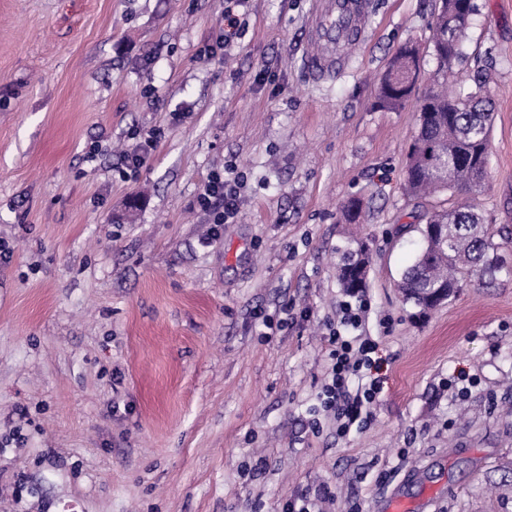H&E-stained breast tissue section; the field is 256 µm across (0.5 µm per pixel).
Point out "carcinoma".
Segmentation results:
<instances>
[{
	"label": "carcinoma",
	"instance_id": "1",
	"mask_svg": "<svg viewBox=\"0 0 512 512\" xmlns=\"http://www.w3.org/2000/svg\"><path fill=\"white\" fill-rule=\"evenodd\" d=\"M472 21L462 0H439L432 37L436 69L432 87L419 101V127L407 156L408 191L421 198L440 192L455 197L450 207L423 215L425 223L417 225L419 252L398 283L404 300L423 311L439 306V293L446 300L453 296L466 278L494 280L512 271L481 211L468 201V195L480 194L486 185L493 113L482 96L485 82L466 95L448 90V78L463 60ZM419 73L417 49L401 46L380 81L378 106L404 108ZM368 263L367 245L347 252L339 268L347 293L355 295L365 287Z\"/></svg>",
	"mask_w": 512,
	"mask_h": 512
}]
</instances>
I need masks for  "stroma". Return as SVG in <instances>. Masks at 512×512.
Instances as JSON below:
<instances>
[{
    "label": "stroma",
    "instance_id": "35a3bbf8",
    "mask_svg": "<svg viewBox=\"0 0 512 512\" xmlns=\"http://www.w3.org/2000/svg\"><path fill=\"white\" fill-rule=\"evenodd\" d=\"M454 91L494 112L486 188L512 231V0H474ZM313 0H250L224 60V0H0V512H512V273L423 312L397 284L404 189L430 87L434 0H372L346 71L303 67ZM421 72L377 105L396 49ZM157 151L120 176L134 139ZM236 162L239 214L210 244L197 202ZM362 200L365 221L340 207ZM366 243L360 336L384 388L368 429L313 427L343 254ZM300 320L266 335L256 312ZM334 499L335 492L329 486L305 490L288 499L282 506V512H323L322 504Z\"/></svg>",
    "mask_w": 512,
    "mask_h": 512
}]
</instances>
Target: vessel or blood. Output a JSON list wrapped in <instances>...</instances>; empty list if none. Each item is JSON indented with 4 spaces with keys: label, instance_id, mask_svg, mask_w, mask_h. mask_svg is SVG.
Masks as SVG:
<instances>
[{
    "label": "vessel or blood",
    "instance_id": "obj_1",
    "mask_svg": "<svg viewBox=\"0 0 512 512\" xmlns=\"http://www.w3.org/2000/svg\"><path fill=\"white\" fill-rule=\"evenodd\" d=\"M368 0H314L307 19L308 48L304 65L317 80L341 74L350 49L365 36Z\"/></svg>",
    "mask_w": 512,
    "mask_h": 512
}]
</instances>
